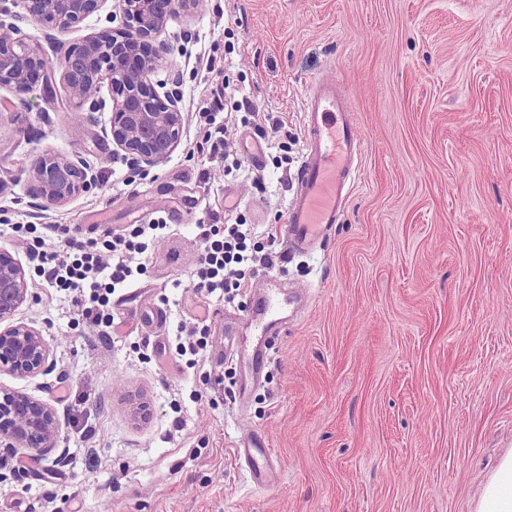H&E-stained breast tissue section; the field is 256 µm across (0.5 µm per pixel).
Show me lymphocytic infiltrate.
I'll use <instances>...</instances> for the list:
<instances>
[{
    "mask_svg": "<svg viewBox=\"0 0 512 512\" xmlns=\"http://www.w3.org/2000/svg\"><path fill=\"white\" fill-rule=\"evenodd\" d=\"M197 110L205 124L198 146L209 158L224 157V125L216 114L224 108V90L203 76ZM195 234L201 242L199 263L191 275L196 292L205 297L233 301L246 287L247 268L270 269L276 264L275 235L263 246L252 245L251 224H198ZM56 239L33 236L31 248L38 260L37 273L49 285L64 291L79 320L92 328L111 329L115 322L112 297L131 287L142 275L152 246L171 233L169 224L155 219L136 224L125 233L104 232L102 237L80 240L67 236L57 226Z\"/></svg>",
    "mask_w": 512,
    "mask_h": 512,
    "instance_id": "f902f5d3",
    "label": "lymphocytic infiltrate"
}]
</instances>
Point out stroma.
<instances>
[{
  "label": "stroma",
  "mask_w": 512,
  "mask_h": 512,
  "mask_svg": "<svg viewBox=\"0 0 512 512\" xmlns=\"http://www.w3.org/2000/svg\"><path fill=\"white\" fill-rule=\"evenodd\" d=\"M117 12L105 0L49 41L45 27L21 29L54 60ZM161 38L172 55L153 81L180 77L186 133L143 177L104 135L110 112L77 126L62 82L51 98L0 90V247L26 272L17 223L84 238L158 217L172 226L137 297L113 306L137 322L131 332L87 329L64 293L32 284L18 317L45 336L49 367L0 385L51 403L61 429L38 470L16 467L29 449L0 447V512H98L104 500L112 512H473L512 450V0H206ZM206 54L265 115L261 135L248 111L229 124L224 174L197 150ZM318 81L344 89L363 143L339 223L250 276L234 302L205 298L190 286L194 224L283 232ZM41 149L81 153L99 187L42 206L28 175ZM274 275L288 328L269 337L263 377L241 398L246 364L224 341L250 347L242 323ZM165 296L169 322L205 318L203 369L180 360L167 324L148 322ZM133 397L146 418H133ZM251 433L273 453L263 487L237 455Z\"/></svg>",
  "instance_id": "obj_1"
}]
</instances>
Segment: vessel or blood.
<instances>
[{"mask_svg":"<svg viewBox=\"0 0 512 512\" xmlns=\"http://www.w3.org/2000/svg\"><path fill=\"white\" fill-rule=\"evenodd\" d=\"M306 152L297 170L296 190L287 207L284 237L287 249L301 252L323 239L345 209L347 190L363 145L355 136L348 99L339 86L315 83L306 100ZM283 306L271 290L262 293L261 307L252 324L268 335L282 320ZM238 454L255 484L268 482L269 448L261 436L251 434Z\"/></svg>","mask_w":512,"mask_h":512,"instance_id":"1","label":"vessel or blood"}]
</instances>
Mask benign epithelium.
Segmentation results:
<instances>
[{
	"instance_id": "7a95c632",
	"label": "benign epithelium",
	"mask_w": 512,
	"mask_h": 512,
	"mask_svg": "<svg viewBox=\"0 0 512 512\" xmlns=\"http://www.w3.org/2000/svg\"><path fill=\"white\" fill-rule=\"evenodd\" d=\"M105 0H0V89L22 98L36 87L54 93L55 72L69 93L78 125H94L97 114L111 111L104 130L122 151L129 170L146 175L164 164L182 143L180 76L160 93L150 74L171 54L160 39L168 22L182 10L194 13L202 0H119L120 27L103 29L66 51L53 66L39 39L15 24H52L66 31L96 15ZM108 96L101 95L102 88ZM35 196L65 205L98 185V176L79 153L41 151L30 167ZM32 298L21 262L0 247V373L16 378L38 376L49 366L50 346L42 332L16 318ZM60 420L49 403L0 386V445L42 452L56 446Z\"/></svg>"
}]
</instances>
